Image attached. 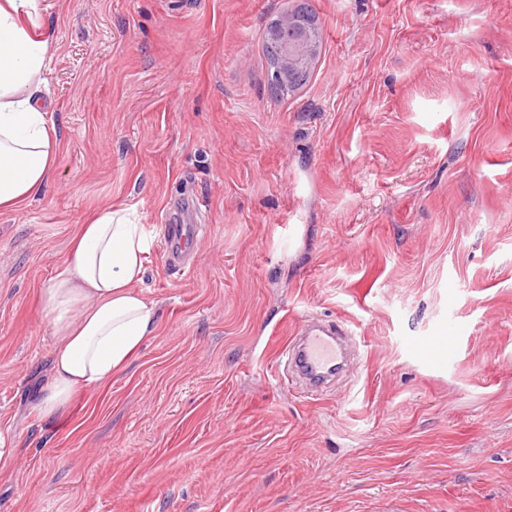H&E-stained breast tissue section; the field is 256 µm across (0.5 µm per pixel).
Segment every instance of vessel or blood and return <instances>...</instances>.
<instances>
[{
    "mask_svg": "<svg viewBox=\"0 0 512 512\" xmlns=\"http://www.w3.org/2000/svg\"><path fill=\"white\" fill-rule=\"evenodd\" d=\"M196 224L169 225L164 235V250L169 266H176L185 249L198 238ZM293 344L285 345L281 361L288 364L304 384V394H313L339 374L345 365L342 346L344 328L332 320H298L292 331Z\"/></svg>",
    "mask_w": 512,
    "mask_h": 512,
    "instance_id": "vessel-or-blood-1",
    "label": "vessel or blood"
}]
</instances>
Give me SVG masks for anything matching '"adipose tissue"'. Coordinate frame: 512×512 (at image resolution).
Returning <instances> with one entry per match:
<instances>
[{
  "label": "adipose tissue",
  "instance_id": "1",
  "mask_svg": "<svg viewBox=\"0 0 512 512\" xmlns=\"http://www.w3.org/2000/svg\"><path fill=\"white\" fill-rule=\"evenodd\" d=\"M40 0H0V209L40 196L60 139L42 103L52 61ZM150 240L136 210L103 209L79 225L65 267L45 292L52 314V379L41 419L70 415L79 393L107 384L155 333L157 308L135 288Z\"/></svg>",
  "mask_w": 512,
  "mask_h": 512
}]
</instances>
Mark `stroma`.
<instances>
[{
  "instance_id": "stroma-1",
  "label": "stroma",
  "mask_w": 512,
  "mask_h": 512,
  "mask_svg": "<svg viewBox=\"0 0 512 512\" xmlns=\"http://www.w3.org/2000/svg\"><path fill=\"white\" fill-rule=\"evenodd\" d=\"M294 2L45 0L61 147L0 211V512H512V0H311L314 75L278 99L261 34ZM107 203L145 226L158 329L46 421L44 290ZM306 315L358 350L314 396L276 365ZM199 233V224H169L164 234V250L170 269L177 267L184 250L191 247Z\"/></svg>"
}]
</instances>
